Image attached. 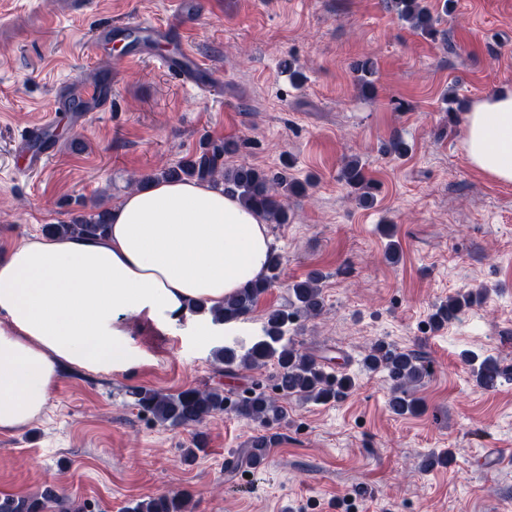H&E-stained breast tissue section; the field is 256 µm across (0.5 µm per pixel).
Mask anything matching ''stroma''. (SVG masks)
Returning <instances> with one entry per match:
<instances>
[{
    "label": "stroma",
    "instance_id": "35a3bbf8",
    "mask_svg": "<svg viewBox=\"0 0 512 512\" xmlns=\"http://www.w3.org/2000/svg\"><path fill=\"white\" fill-rule=\"evenodd\" d=\"M194 3L178 16L173 0H0V248L116 206L131 178L200 153L205 140L238 143L225 167L283 172L305 187L289 196L287 223L269 227L283 265L250 318L207 341L183 324L128 317L147 362L109 375L66 369L36 420L0 430V496L50 488L91 512H126L172 490L191 494L192 512H512V462L484 464L512 449V383L484 391L465 362L512 368V185L471 166L462 115L448 109L449 98L512 85V0H455L433 38L398 20L390 0ZM136 21L185 27L223 77V97L163 67L174 37L129 69L85 52L92 30ZM366 58L367 95L354 70ZM101 79L111 99L84 125L55 123V155L19 174L14 139L47 118L59 90ZM397 138L405 155L391 149ZM353 157L377 185L372 206L340 178ZM312 272L323 276L324 310L290 332L314 358H338L355 381L345 400H285L270 427L223 413L174 429L134 406V387L234 397L271 387L274 364L229 374L213 352L260 336L266 311L288 307L290 285ZM471 289L483 298L434 327L437 306ZM379 338L429 360L420 413L394 414L384 374L362 368ZM261 435L272 438L261 466L239 459ZM446 451L454 467H434Z\"/></svg>",
    "mask_w": 512,
    "mask_h": 512
}]
</instances>
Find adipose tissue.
<instances>
[{"mask_svg": "<svg viewBox=\"0 0 512 512\" xmlns=\"http://www.w3.org/2000/svg\"><path fill=\"white\" fill-rule=\"evenodd\" d=\"M462 146L470 164L512 184V87L471 100ZM264 220L195 180L154 182L111 211L105 237H38L0 252V429L44 411L64 367L131 371L147 356L124 324L189 319L266 272Z\"/></svg>", "mask_w": 512, "mask_h": 512, "instance_id": "ef3b65f1", "label": "adipose tissue"}]
</instances>
